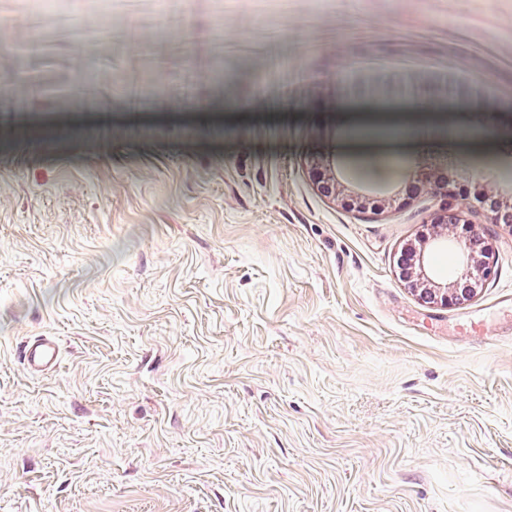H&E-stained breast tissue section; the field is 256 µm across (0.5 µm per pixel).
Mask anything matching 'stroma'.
<instances>
[{"mask_svg": "<svg viewBox=\"0 0 512 512\" xmlns=\"http://www.w3.org/2000/svg\"><path fill=\"white\" fill-rule=\"evenodd\" d=\"M1 24L28 82L0 59V512H512V228L473 209L496 274L460 306L397 269L442 203H399L424 156L512 196V0H0ZM459 60L497 111L388 108L478 98ZM38 336L61 362L33 376ZM327 165L321 159L313 160L310 164L311 177L319 191L327 196L336 197V177L333 173H327ZM21 360L33 373L54 370L60 361L59 344L52 336L34 340L24 348Z\"/></svg>", "mask_w": 512, "mask_h": 512, "instance_id": "obj_1", "label": "stroma"}]
</instances>
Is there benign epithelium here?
Segmentation results:
<instances>
[{
  "label": "benign epithelium",
  "mask_w": 512,
  "mask_h": 512,
  "mask_svg": "<svg viewBox=\"0 0 512 512\" xmlns=\"http://www.w3.org/2000/svg\"><path fill=\"white\" fill-rule=\"evenodd\" d=\"M311 177L319 191L327 196H336V177L328 172L324 161L317 159L310 164ZM428 188L433 194L451 200L458 197L457 183L446 176H434L426 166L417 167L410 177L406 199H412L419 191ZM342 205L358 211L380 207L374 204V199L365 194H353L342 200ZM464 225V235L468 241L465 245L463 263L466 272L460 277L454 288L440 289L429 277L425 248L422 247L429 238H437L440 231H453L458 225ZM426 232L419 238V244L412 242L402 246L397 260L399 279L426 304L440 305L445 308L460 305L477 295L495 274L496 251L492 237L475 229V225L463 218V209L446 204L430 215L425 222Z\"/></svg>",
  "instance_id": "benign-epithelium-1"
}]
</instances>
